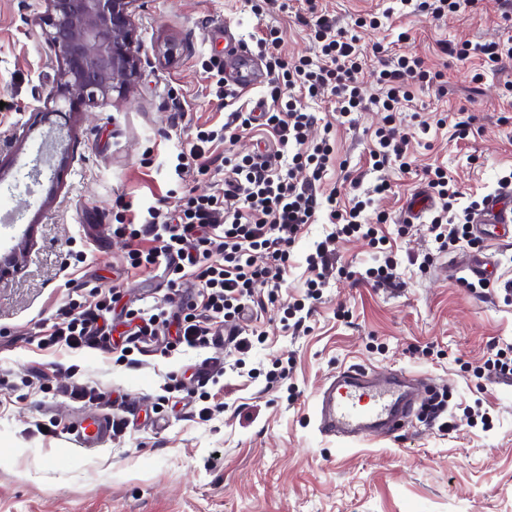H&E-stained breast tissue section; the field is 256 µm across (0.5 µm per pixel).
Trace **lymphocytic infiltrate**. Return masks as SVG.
Here are the masks:
<instances>
[{
	"label": "lymphocytic infiltrate",
	"instance_id": "obj_1",
	"mask_svg": "<svg viewBox=\"0 0 512 512\" xmlns=\"http://www.w3.org/2000/svg\"><path fill=\"white\" fill-rule=\"evenodd\" d=\"M316 27L321 53L317 63L307 58L291 63L278 56L280 38L276 30H269L257 41L268 57L267 67L272 75L273 108L264 112L260 120L277 138L281 152L267 158L227 155L224 163L235 174L236 185L225 191L223 197L191 196L177 214H165L151 207L146 214H133L126 223L118 225V233L130 239L145 237L153 242L148 250L130 252L131 266L161 264L171 275L193 269L203 297L201 305L188 302L175 313L139 310L140 322L129 330V344L157 343V327L163 324L175 327L176 344L191 348L209 345L218 336L219 325L232 324L240 317L247 302L253 300L256 286L278 290L298 234L314 223L320 209H327L335 231L318 242L314 253L306 258L309 270L315 274L309 282L311 294H318L322 286L330 247L336 237L374 235V228L363 218L364 201L340 209L335 196L323 201L317 196V185L324 176L332 148L326 142L308 144L307 131L314 116L298 108L293 92L299 89L314 96L329 91L337 112L343 116L361 108L363 96L358 75L363 69L364 53L355 39L335 32L327 20L317 19ZM430 76L419 57L397 56L378 75L385 94L376 99V106L386 112L396 111L401 103L412 100L409 79L423 81ZM225 96L237 105L230 121L218 132L198 131L195 144L177 156L178 176L207 170V143L219 138L235 142L258 120L240 106V93L229 90ZM298 168L307 169L305 182L295 181L294 171ZM430 186L441 201L428 226L439 249L449 250L471 242L473 206L456 209L460 193L442 168H435ZM111 310L112 302L105 298L91 307L70 301L62 321L52 324L42 343L77 349L95 339L108 340L112 327L104 323L103 317Z\"/></svg>",
	"mask_w": 512,
	"mask_h": 512
}]
</instances>
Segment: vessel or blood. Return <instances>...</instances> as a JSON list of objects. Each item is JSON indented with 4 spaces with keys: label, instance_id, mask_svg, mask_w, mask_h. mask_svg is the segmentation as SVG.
Instances as JSON below:
<instances>
[{
    "label": "vessel or blood",
    "instance_id": "b4317fda",
    "mask_svg": "<svg viewBox=\"0 0 512 512\" xmlns=\"http://www.w3.org/2000/svg\"><path fill=\"white\" fill-rule=\"evenodd\" d=\"M483 226L511 224L512 211L501 208L497 197H487L478 215ZM414 411L398 383L370 381L365 370H348L334 379L323 392L320 409L322 431L341 436L366 438L375 425L385 426L387 434L400 431ZM76 446L91 449L102 446L112 434V421L105 417L85 418L69 429Z\"/></svg>",
    "mask_w": 512,
    "mask_h": 512
}]
</instances>
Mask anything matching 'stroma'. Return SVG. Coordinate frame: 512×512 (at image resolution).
<instances>
[{"mask_svg":"<svg viewBox=\"0 0 512 512\" xmlns=\"http://www.w3.org/2000/svg\"><path fill=\"white\" fill-rule=\"evenodd\" d=\"M419 2L315 0L310 9L304 0H142L135 93L74 114L47 165L40 156L50 126L41 114L58 67L36 21L47 3L0 0V257L26 248L20 269L0 282V512H512V380L477 371L490 345H512L503 289L512 280V234L441 252L427 231L431 212L405 219L428 189L429 170L446 169L475 200L512 173V58L491 66L450 53L512 36V16L500 0H472L439 18ZM370 14L376 26H357ZM320 15L363 49L368 105L344 119L328 96L300 97L317 117L309 142L326 138L333 147L318 194L337 193L346 206L366 200L370 221L387 214L390 251L361 236L338 239L334 273L319 299L308 298L306 257L333 229L319 213L295 242L276 300L256 289L240 321L258 335L246 354L224 334L204 349L167 356L151 346L122 356L126 310H174L198 289L187 276L176 295L163 267L130 268L134 244L112 232L124 204L166 213L185 196H223L225 153L254 154L257 134L207 144L210 169L184 180L177 154L198 128L227 121L220 90L240 77L239 43L263 66L255 39L274 28L283 58L318 59ZM403 31L408 41L399 40ZM404 54L437 78L411 81L413 101L388 115L373 104L383 95L377 75ZM388 123L408 139L410 172L373 165L375 133ZM382 182L389 191L375 193ZM387 255L393 283L367 279ZM468 255L489 257L492 294L461 285ZM91 290L120 296L111 347L41 346L59 310ZM297 302L306 308L299 322L288 314ZM358 366L428 379L418 398L447 394L452 428L416 416L392 437L321 434L322 389ZM76 384L94 388L93 398L71 397ZM206 406L214 413L204 421ZM93 414L111 416L121 432L99 449H74L69 427Z\"/></svg>","mask_w":512,"mask_h":512,"instance_id":"1","label":"stroma"}]
</instances>
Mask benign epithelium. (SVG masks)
Listing matches in <instances>:
<instances>
[{"label": "benign epithelium", "instance_id": "obj_1", "mask_svg": "<svg viewBox=\"0 0 512 512\" xmlns=\"http://www.w3.org/2000/svg\"><path fill=\"white\" fill-rule=\"evenodd\" d=\"M41 23L59 59L56 83L51 93L68 110L49 108L42 113L67 118L83 107L117 93H133L141 69L135 14L139 0H46ZM25 247L20 246L0 261V281L22 263Z\"/></svg>", "mask_w": 512, "mask_h": 512}]
</instances>
